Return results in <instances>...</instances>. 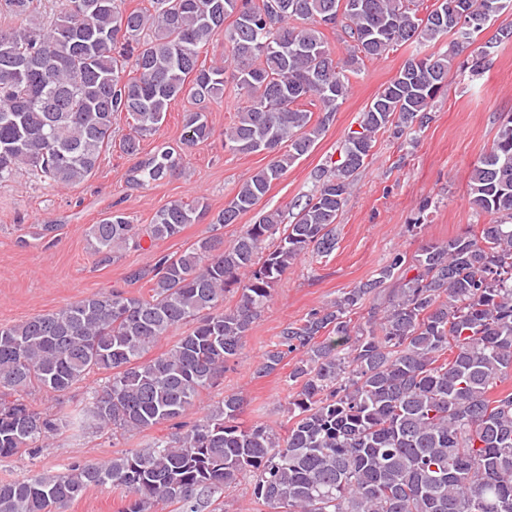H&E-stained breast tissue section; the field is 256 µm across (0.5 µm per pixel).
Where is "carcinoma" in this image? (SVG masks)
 Wrapping results in <instances>:
<instances>
[{
  "mask_svg": "<svg viewBox=\"0 0 512 512\" xmlns=\"http://www.w3.org/2000/svg\"><path fill=\"white\" fill-rule=\"evenodd\" d=\"M511 1L441 0L421 18L416 0H272L271 14L266 0H152L131 11L123 0H61L44 26L32 18L34 0H4L22 22L0 30V182L27 169L50 186L81 183L112 148L115 114L126 113L130 129L120 150L137 156L171 106L191 98L201 108L184 113L179 148L162 146L131 169L141 187L170 179L181 150L213 138L207 105L223 99L227 84L243 106L224 148L270 161L212 218V235L129 275L149 278V295L113 290L0 324V456L34 457L88 417L103 430L173 428L105 463L1 484L0 512H56L98 486L126 491L120 512H201L247 475L268 512H512V391L495 392L512 379V114L471 173V204L491 223L427 243L410 259L394 254L374 277L281 330L257 373L301 354L288 373L299 391L288 401L285 433L240 422L244 398L235 393L184 421L241 354L290 265L335 250L337 218L376 136H415L432 122V104L474 33L404 63L347 134L339 159L319 168L311 193L294 202V222L268 211L228 245L216 231L311 151L359 61L409 41H439L450 34L448 15L492 17ZM322 26L351 39L347 59L332 55ZM216 36L233 66L200 60ZM312 96L322 112L314 124L299 108ZM208 212L199 199L173 202L138 228L112 211L90 227L93 254L106 266L115 250L174 237ZM269 238L277 243L265 253ZM231 284L239 297L226 309ZM382 295L364 324H352L354 310ZM183 325L190 330L170 349L145 358ZM94 371L104 382L81 408L47 414L24 403L35 387L61 398Z\"/></svg>",
  "mask_w": 512,
  "mask_h": 512,
  "instance_id": "cac0c4a2",
  "label": "carcinoma"
}]
</instances>
